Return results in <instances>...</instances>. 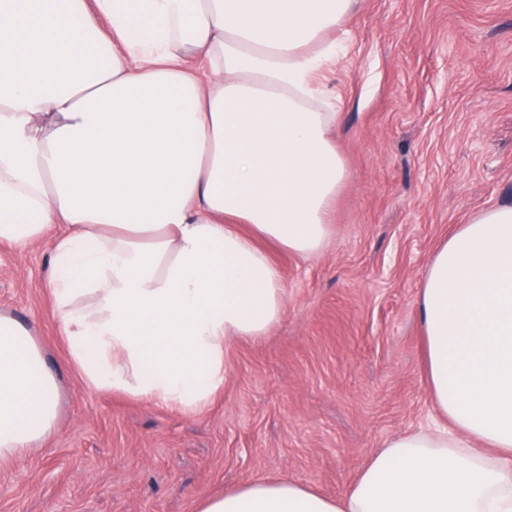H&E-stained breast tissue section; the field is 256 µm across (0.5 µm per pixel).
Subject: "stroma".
<instances>
[{
    "label": "stroma",
    "instance_id": "1",
    "mask_svg": "<svg viewBox=\"0 0 512 512\" xmlns=\"http://www.w3.org/2000/svg\"><path fill=\"white\" fill-rule=\"evenodd\" d=\"M326 85L349 175L328 247L273 243L286 311L234 340L200 415L90 389L46 282L49 240L0 242V312L33 329L61 383L55 430L0 467V512H195L286 476L339 497L396 435L435 415L418 290L437 248L512 200V0H360Z\"/></svg>",
    "mask_w": 512,
    "mask_h": 512
}]
</instances>
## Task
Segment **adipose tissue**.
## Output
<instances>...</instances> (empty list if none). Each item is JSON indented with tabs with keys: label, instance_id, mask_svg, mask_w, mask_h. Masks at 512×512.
<instances>
[{
	"label": "adipose tissue",
	"instance_id": "ef3b65f1",
	"mask_svg": "<svg viewBox=\"0 0 512 512\" xmlns=\"http://www.w3.org/2000/svg\"><path fill=\"white\" fill-rule=\"evenodd\" d=\"M359 0H0V241L59 224L48 287L102 392L201 413L233 340L284 313L263 242L322 253L348 178L324 85ZM435 410L343 498L285 477L196 512H512V203L437 248L418 293ZM60 384L0 314V465L56 427Z\"/></svg>",
	"mask_w": 512,
	"mask_h": 512
}]
</instances>
